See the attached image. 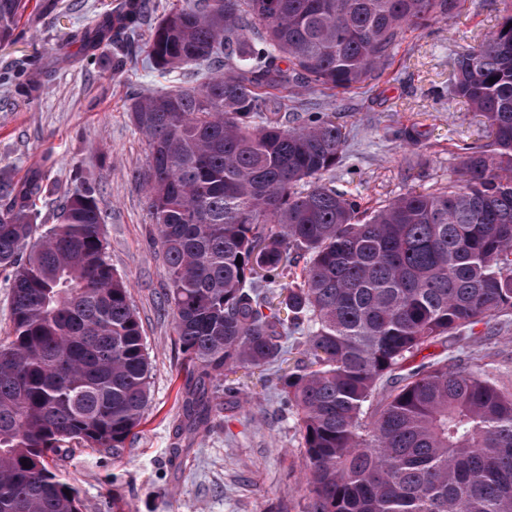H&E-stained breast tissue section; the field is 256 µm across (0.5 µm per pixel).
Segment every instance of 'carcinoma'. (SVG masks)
Returning <instances> with one entry per match:
<instances>
[{"label": "carcinoma", "mask_w": 512, "mask_h": 512, "mask_svg": "<svg viewBox=\"0 0 512 512\" xmlns=\"http://www.w3.org/2000/svg\"><path fill=\"white\" fill-rule=\"evenodd\" d=\"M463 2L183 0L151 29L153 69L204 71L195 87L128 105L149 149L138 181L164 305L193 368L188 432L240 403L228 374L277 362L282 339L302 332L278 385L301 435L304 512H512V392L461 358L397 374L428 346L512 312V0H501L496 31L455 59L453 96L482 115L491 142L462 147L448 185L367 212L327 180L348 141L336 114L281 116L288 90L377 80L404 32ZM26 6L0 0V45L15 42ZM151 9L121 0L79 40L132 43ZM30 70L6 79L30 95ZM53 194L40 173L0 182V270L11 272L0 512H79L46 458L72 443L120 455L149 403L142 323L110 263L97 198L67 193L58 223H34L33 200ZM298 264L300 280L285 281ZM384 381L389 394L366 422Z\"/></svg>", "instance_id": "cac0c4a2"}]
</instances>
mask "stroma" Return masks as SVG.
Here are the masks:
<instances>
[{
	"mask_svg": "<svg viewBox=\"0 0 512 512\" xmlns=\"http://www.w3.org/2000/svg\"><path fill=\"white\" fill-rule=\"evenodd\" d=\"M116 2L56 0L50 13L28 6L24 38L0 47V74L28 60L40 83L26 98L0 81V181L46 176L56 194L37 201L40 224L57 223L58 195L94 190L112 266L129 284L153 366L145 419L121 457L74 444L50 456L49 466L78 490L81 512H302L300 435L295 416L280 408L273 371L237 372L249 403L222 410L204 435L183 428L188 364L160 304L162 258L133 177L146 167L148 148L127 107L138 94L195 86L199 73L188 68L176 80L132 55L116 72L109 43L88 60L70 34L93 26ZM500 8L499 0H465L456 17L404 34L391 67L371 85L337 96L287 93V115L336 112L345 122L346 155L332 174L338 189L376 208L455 180L460 146L487 137L479 113L451 93L454 60L493 34ZM410 128L418 133L411 145L401 137ZM486 345L496 379L512 389V315L499 318Z\"/></svg>",
	"mask_w": 512,
	"mask_h": 512,
	"instance_id": "1",
	"label": "stroma"
}]
</instances>
